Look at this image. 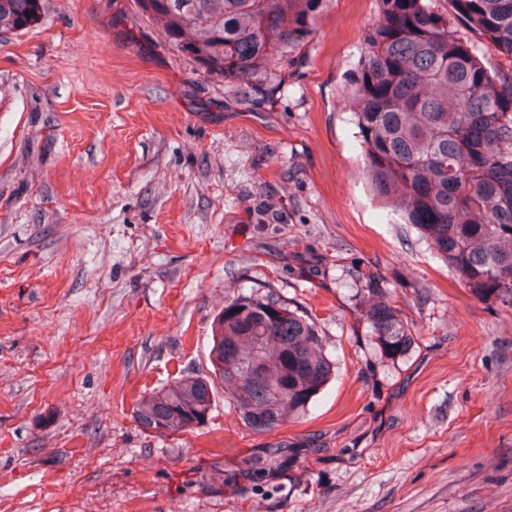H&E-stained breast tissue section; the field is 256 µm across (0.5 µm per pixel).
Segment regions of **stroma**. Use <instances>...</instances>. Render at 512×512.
I'll list each match as a JSON object with an SVG mask.
<instances>
[{"label":"stroma","instance_id":"35a3bbf8","mask_svg":"<svg viewBox=\"0 0 512 512\" xmlns=\"http://www.w3.org/2000/svg\"><path fill=\"white\" fill-rule=\"evenodd\" d=\"M380 0H326L250 106L112 0L0 32V512H512V305L475 299L360 168L343 100ZM378 276L414 336L381 357ZM309 315L336 375L270 433L136 402L208 373L226 300Z\"/></svg>","mask_w":512,"mask_h":512}]
</instances>
